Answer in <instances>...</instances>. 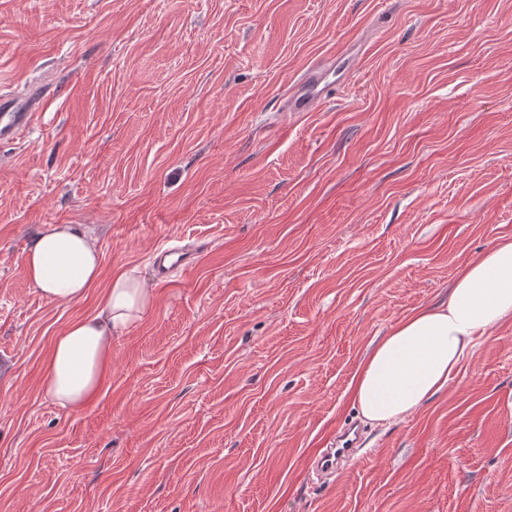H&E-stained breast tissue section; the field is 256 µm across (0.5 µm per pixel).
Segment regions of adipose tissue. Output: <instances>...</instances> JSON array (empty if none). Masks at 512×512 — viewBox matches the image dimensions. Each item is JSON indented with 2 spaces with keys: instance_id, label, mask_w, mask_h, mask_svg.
<instances>
[{
  "instance_id": "1",
  "label": "adipose tissue",
  "mask_w": 512,
  "mask_h": 512,
  "mask_svg": "<svg viewBox=\"0 0 512 512\" xmlns=\"http://www.w3.org/2000/svg\"><path fill=\"white\" fill-rule=\"evenodd\" d=\"M30 284L61 302L84 299L100 276L99 253L77 224H47L27 248ZM152 302L136 269L115 274L91 315L55 336L42 378L45 396L68 413L86 410L100 393L112 341ZM512 319V238L461 268L440 303L394 324L358 367L350 395L362 416L385 425L405 419L447 389L481 341Z\"/></svg>"
}]
</instances>
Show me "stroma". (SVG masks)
Returning a JSON list of instances; mask_svg holds the SVG:
<instances>
[{
    "label": "stroma",
    "mask_w": 512,
    "mask_h": 512,
    "mask_svg": "<svg viewBox=\"0 0 512 512\" xmlns=\"http://www.w3.org/2000/svg\"><path fill=\"white\" fill-rule=\"evenodd\" d=\"M348 52L342 92L283 111ZM1 90L43 102L0 141V512H512V321L404 420L348 393L512 235V0H0ZM45 224L91 230L86 299L31 287ZM175 244L193 265L156 282ZM128 268L152 303L65 413L51 342ZM331 67L326 69L317 64L309 66L289 87L283 98V111L311 112L322 103L332 83L327 76ZM342 437L344 442L341 445L326 448L316 460V468L326 475H336L343 463L352 459L362 445L361 434L354 423L347 425Z\"/></svg>",
    "instance_id": "stroma-1"
}]
</instances>
